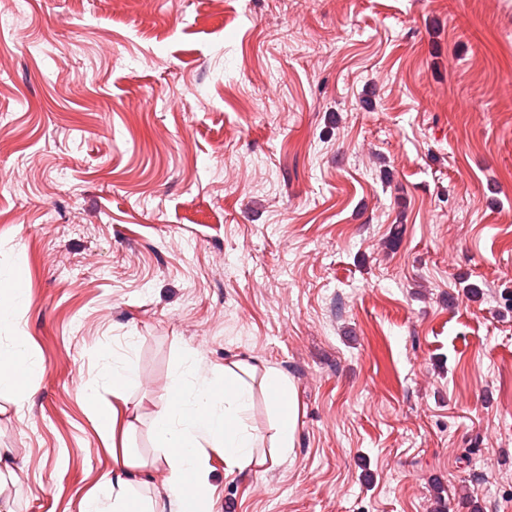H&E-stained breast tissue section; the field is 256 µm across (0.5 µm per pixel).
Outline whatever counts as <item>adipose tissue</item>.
<instances>
[{
  "label": "adipose tissue",
  "mask_w": 512,
  "mask_h": 512,
  "mask_svg": "<svg viewBox=\"0 0 512 512\" xmlns=\"http://www.w3.org/2000/svg\"><path fill=\"white\" fill-rule=\"evenodd\" d=\"M41 364L23 331H15L10 347L0 348V379L30 381ZM262 387L275 405L273 441L278 456L295 447L296 416L292 385L280 370L242 361L225 362L223 369L209 371L197 350L185 351L174 369V384L161 397L152 424L156 447L168 477L157 498L142 497L131 479L138 468L136 457L123 453L116 460L119 493L110 509H103L99 498L84 501L81 512H193V504L209 494L208 457L213 448L221 449L227 471L262 466L267 458L259 449L263 443L250 425L255 387Z\"/></svg>",
  "instance_id": "1"
}]
</instances>
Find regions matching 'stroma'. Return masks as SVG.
Here are the masks:
<instances>
[{"label": "stroma", "mask_w": 512, "mask_h": 512, "mask_svg": "<svg viewBox=\"0 0 512 512\" xmlns=\"http://www.w3.org/2000/svg\"><path fill=\"white\" fill-rule=\"evenodd\" d=\"M0 278V512L111 502L116 355L161 489L189 349L295 394L212 512H512V0H0ZM25 297V289L17 288L15 284L3 285L0 281V324L13 323L15 320V313L9 312L8 309L2 306L4 301L10 302L16 308H19ZM41 369V364L32 352L27 336L14 328L11 346L0 348V380L8 377L16 381H30ZM135 381V374L130 369L127 360L120 357L112 358V397L117 401L127 403L123 387ZM259 382L277 409L272 425L274 445L271 448H277V456L270 457V462L273 464L278 458L290 454L295 448L296 416L292 385L282 371L273 367H263Z\"/></svg>", "instance_id": "stroma-1"}]
</instances>
